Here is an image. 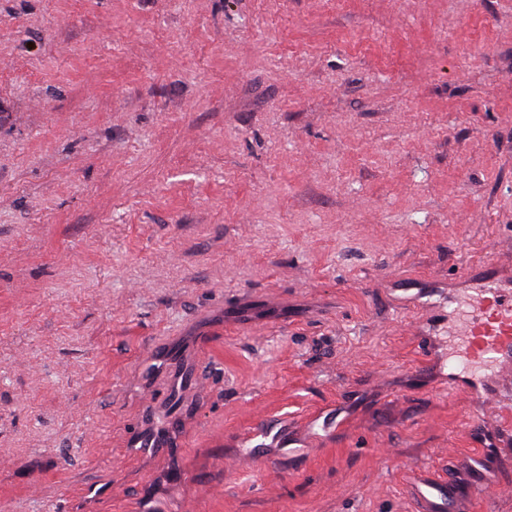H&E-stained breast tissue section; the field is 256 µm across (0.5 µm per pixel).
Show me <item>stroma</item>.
<instances>
[{"mask_svg": "<svg viewBox=\"0 0 512 512\" xmlns=\"http://www.w3.org/2000/svg\"><path fill=\"white\" fill-rule=\"evenodd\" d=\"M511 258L512 0H0V512L88 487L95 512H415V467L512 486L439 386L445 304L397 307ZM199 322L190 447L128 457L147 355ZM318 410L295 465L230 439Z\"/></svg>", "mask_w": 512, "mask_h": 512, "instance_id": "35a3bbf8", "label": "stroma"}]
</instances>
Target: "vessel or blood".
Wrapping results in <instances>:
<instances>
[{"instance_id": "b4317fda", "label": "vessel or blood", "mask_w": 512, "mask_h": 512, "mask_svg": "<svg viewBox=\"0 0 512 512\" xmlns=\"http://www.w3.org/2000/svg\"><path fill=\"white\" fill-rule=\"evenodd\" d=\"M460 288L448 292V323L459 327V350L472 362L484 366V373L448 371L442 377L446 387L468 397L485 401V409L472 417L477 435L492 432L498 447L512 445V279L469 264L459 275ZM211 342L201 334L186 345L162 344L153 352L164 363L177 362L190 369ZM161 407L148 402L137 434L128 442L137 454L161 458L171 449L184 446L182 427L177 421L157 424ZM301 436L293 423L284 418L265 419L244 434L252 447L268 450L270 445L284 449L297 444ZM416 497L417 512H450L461 497L454 477H434L415 468L409 475Z\"/></svg>"}]
</instances>
